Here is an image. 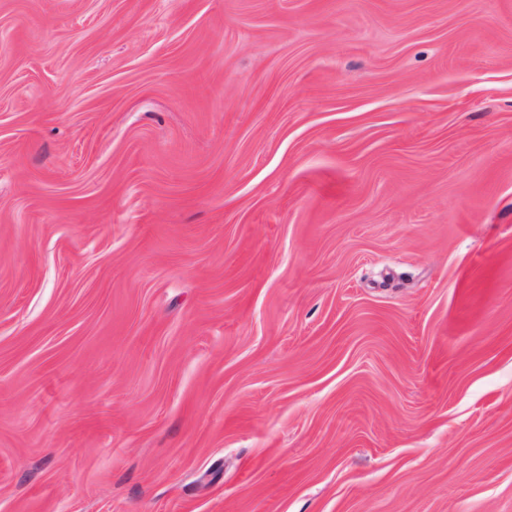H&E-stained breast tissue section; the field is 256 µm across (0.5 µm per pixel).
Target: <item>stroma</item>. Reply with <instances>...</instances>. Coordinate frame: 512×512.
Wrapping results in <instances>:
<instances>
[{"label":"stroma","instance_id":"1","mask_svg":"<svg viewBox=\"0 0 512 512\" xmlns=\"http://www.w3.org/2000/svg\"><path fill=\"white\" fill-rule=\"evenodd\" d=\"M0 512H512V0H0Z\"/></svg>","mask_w":512,"mask_h":512}]
</instances>
